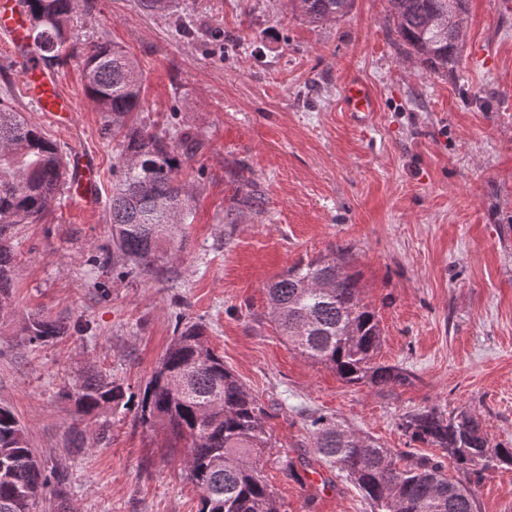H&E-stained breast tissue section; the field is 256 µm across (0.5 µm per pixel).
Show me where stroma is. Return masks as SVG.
Returning a JSON list of instances; mask_svg holds the SVG:
<instances>
[{"instance_id":"1","label":"stroma","mask_w":512,"mask_h":512,"mask_svg":"<svg viewBox=\"0 0 512 512\" xmlns=\"http://www.w3.org/2000/svg\"><path fill=\"white\" fill-rule=\"evenodd\" d=\"M95 2L73 23L82 38L117 43L142 65L135 125L177 122L202 147L182 172L196 209L168 272L118 277L104 250L123 137L85 95L75 58L57 74L80 107L70 129L52 126L25 97L0 35L9 105L64 157L92 162L102 199L84 207L69 183L43 221L20 225L11 304L0 311V405L45 467L68 468L79 512H198L186 448L124 410L107 414V439L88 425L74 448V407L61 396L88 368L144 387L180 318L205 327L270 414L274 448L263 472L282 512H370L316 452L309 421L318 415L393 453L436 458L438 449L408 441L402 417L467 410L492 443L512 445V12L500 0H468L461 56L445 76L405 52L387 0H354L321 26L287 0H172L165 11L143 0ZM475 48L484 62L472 60ZM353 76L374 99L360 118L344 102ZM244 180L262 211L225 223ZM335 247L349 250L379 317L381 360L405 368L406 384L346 385L276 330L267 283ZM37 314L84 329L32 344L23 327ZM443 466L473 491L476 512H512V466Z\"/></svg>"}]
</instances>
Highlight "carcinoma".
Listing matches in <instances>:
<instances>
[{"label": "carcinoma", "mask_w": 512, "mask_h": 512, "mask_svg": "<svg viewBox=\"0 0 512 512\" xmlns=\"http://www.w3.org/2000/svg\"><path fill=\"white\" fill-rule=\"evenodd\" d=\"M310 23L344 16L352 0H290ZM38 57L58 67L78 57L84 90L112 127L124 129L140 111L143 72L138 61L108 41L85 42L72 20L92 11L91 0H24ZM401 42L429 70L454 73L460 25L468 0H388ZM197 134L180 126L160 132L126 133L112 186V267L122 277H148L163 270L167 248L181 247L193 195L180 178L182 161L201 148ZM68 167L57 144L0 99V311L9 305L14 252L20 224L44 219L67 182ZM233 203L260 211V200L240 184ZM273 322L288 343L314 364L333 370L352 386L402 385L407 371L379 359L383 329L364 301L360 275L348 250L288 267L266 285ZM66 326L33 316L24 326L31 343L64 335ZM86 423L107 430L102 416L123 408L137 420L187 442L185 469L201 491L199 512H281L261 461L274 448L268 415L237 374L224 364L198 324L177 326L145 386H124L86 372L61 392ZM401 428L412 442L439 449L463 470L511 466L512 448L490 446L482 421L460 411L448 416L432 407L405 417ZM317 453L353 483L371 512H475L471 489L448 477L442 461L391 450L325 416L311 420ZM66 469L46 470L30 448L12 410L0 407V512H39L44 492L54 490V512H75Z\"/></svg>", "instance_id": "carcinoma-1"}]
</instances>
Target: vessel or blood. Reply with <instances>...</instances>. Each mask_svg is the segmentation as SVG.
<instances>
[{
	"label": "vessel or blood",
	"mask_w": 512,
	"mask_h": 512,
	"mask_svg": "<svg viewBox=\"0 0 512 512\" xmlns=\"http://www.w3.org/2000/svg\"><path fill=\"white\" fill-rule=\"evenodd\" d=\"M0 33L10 39L24 81L25 95L37 105L50 123L59 128L65 127L76 110V102L62 91L55 71L37 61L23 0H0ZM344 100L353 112H369L373 109L372 96L367 86L357 80L348 83ZM72 164L80 173L75 190L77 197L87 206H98L100 200L87 159L78 156L73 158Z\"/></svg>",
	"instance_id": "vessel-or-blood-1"
}]
</instances>
